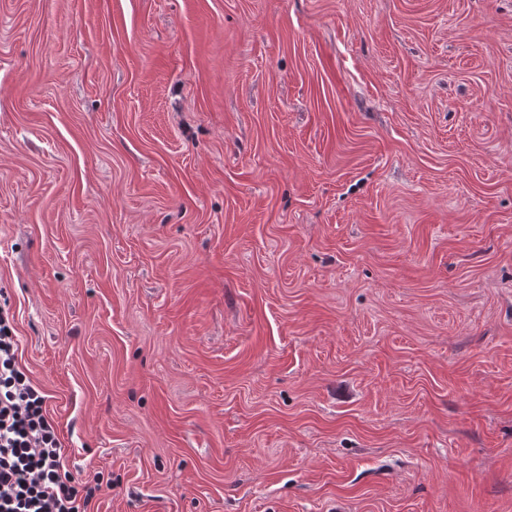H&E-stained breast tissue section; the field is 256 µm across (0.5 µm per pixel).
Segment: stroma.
<instances>
[{
	"instance_id": "obj_1",
	"label": "stroma",
	"mask_w": 512,
	"mask_h": 512,
	"mask_svg": "<svg viewBox=\"0 0 512 512\" xmlns=\"http://www.w3.org/2000/svg\"><path fill=\"white\" fill-rule=\"evenodd\" d=\"M0 293L88 512H512V0H0Z\"/></svg>"
}]
</instances>
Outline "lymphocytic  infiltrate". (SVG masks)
Masks as SVG:
<instances>
[{"mask_svg":"<svg viewBox=\"0 0 512 512\" xmlns=\"http://www.w3.org/2000/svg\"><path fill=\"white\" fill-rule=\"evenodd\" d=\"M18 350L0 307V512H87L95 488L67 469L46 395L21 370Z\"/></svg>","mask_w":512,"mask_h":512,"instance_id":"obj_1","label":"lymphocytic infiltrate"}]
</instances>
